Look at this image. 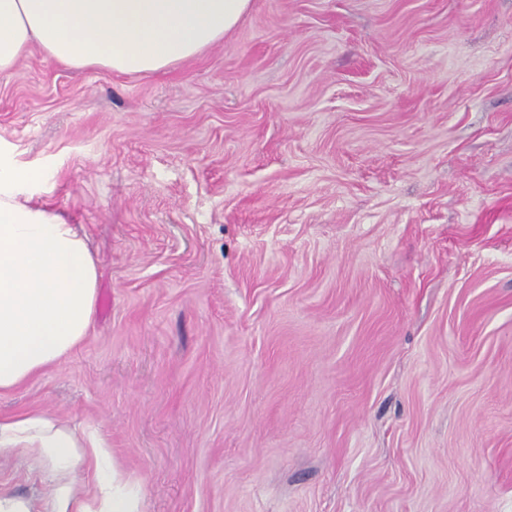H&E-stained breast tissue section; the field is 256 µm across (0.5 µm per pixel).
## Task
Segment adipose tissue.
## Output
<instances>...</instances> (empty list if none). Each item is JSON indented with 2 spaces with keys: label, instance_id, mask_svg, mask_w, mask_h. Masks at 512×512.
Listing matches in <instances>:
<instances>
[{
  "label": "adipose tissue",
  "instance_id": "ef3b65f1",
  "mask_svg": "<svg viewBox=\"0 0 512 512\" xmlns=\"http://www.w3.org/2000/svg\"><path fill=\"white\" fill-rule=\"evenodd\" d=\"M252 0H0V75L32 48L74 69L130 75L195 57L236 28ZM36 175L0 161V393L72 352L94 313L98 269L84 235L35 200ZM34 452L55 476L51 512H88L76 492L92 457L96 512H140L142 490L120 475L105 439L31 411L0 419V456Z\"/></svg>",
  "mask_w": 512,
  "mask_h": 512
}]
</instances>
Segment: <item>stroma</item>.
Listing matches in <instances>:
<instances>
[{"mask_svg":"<svg viewBox=\"0 0 512 512\" xmlns=\"http://www.w3.org/2000/svg\"><path fill=\"white\" fill-rule=\"evenodd\" d=\"M0 154L99 272L1 417L99 430L142 512H512V0H254L149 75L36 49Z\"/></svg>","mask_w":512,"mask_h":512,"instance_id":"35a3bbf8","label":"stroma"}]
</instances>
